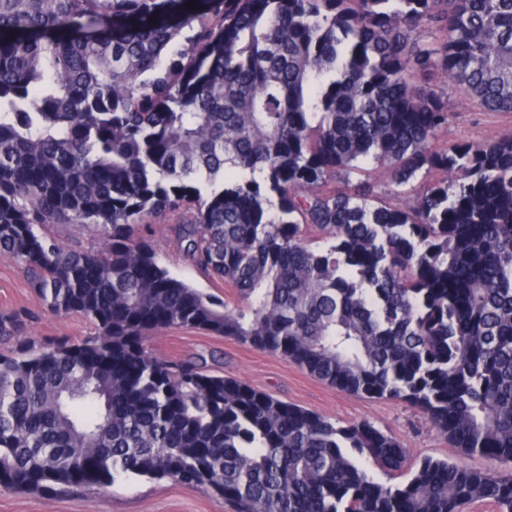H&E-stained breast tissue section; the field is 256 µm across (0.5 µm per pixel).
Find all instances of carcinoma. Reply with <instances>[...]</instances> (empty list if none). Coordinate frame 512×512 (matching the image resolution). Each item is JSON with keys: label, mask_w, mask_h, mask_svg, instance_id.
I'll list each match as a JSON object with an SVG mask.
<instances>
[{"label": "carcinoma", "mask_w": 512, "mask_h": 512, "mask_svg": "<svg viewBox=\"0 0 512 512\" xmlns=\"http://www.w3.org/2000/svg\"><path fill=\"white\" fill-rule=\"evenodd\" d=\"M0 0V252L80 339L0 315V484L170 478L233 512H512V469L422 459L154 356L203 329L347 393L418 408L458 455L512 463V133L434 145L448 78L512 113V0ZM431 39L421 40L422 29ZM374 163L389 189L351 175ZM230 309L139 237L169 212ZM97 233L85 252L46 232Z\"/></svg>", "instance_id": "carcinoma-1"}]
</instances>
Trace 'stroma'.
Returning a JSON list of instances; mask_svg holds the SVG:
<instances>
[{
    "instance_id": "obj_1",
    "label": "stroma",
    "mask_w": 512,
    "mask_h": 512,
    "mask_svg": "<svg viewBox=\"0 0 512 512\" xmlns=\"http://www.w3.org/2000/svg\"><path fill=\"white\" fill-rule=\"evenodd\" d=\"M430 85L448 99V129L438 142H488L512 131V118L481 112L466 103L457 87L443 77ZM179 212L166 214L143 229V238L168 271L204 292L235 302L223 281L194 267L178 250L173 229L184 221ZM28 312L29 332L44 341L59 336L79 338L91 326L76 315H55L44 309L17 262L0 252V313ZM152 352L163 359L204 358L216 373L244 382L283 401L342 423L371 422L408 448L411 461L425 456L454 458L455 452L411 405L352 395L327 385L284 357L205 330L170 328L149 338ZM0 512H232L224 499L177 481L130 477L108 487H70L43 495L0 487Z\"/></svg>"
}]
</instances>
